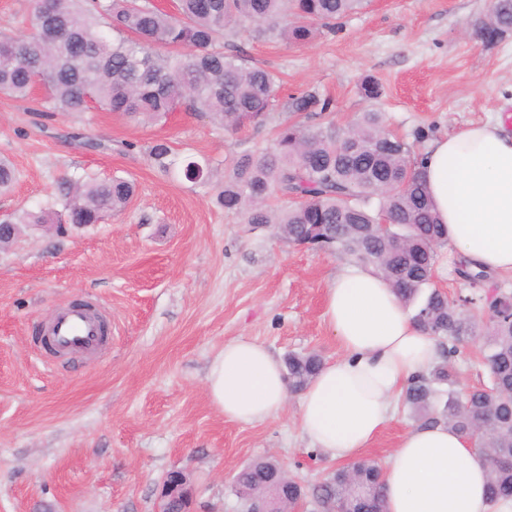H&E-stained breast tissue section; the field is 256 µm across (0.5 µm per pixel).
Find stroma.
Listing matches in <instances>:
<instances>
[{
  "mask_svg": "<svg viewBox=\"0 0 512 512\" xmlns=\"http://www.w3.org/2000/svg\"><path fill=\"white\" fill-rule=\"evenodd\" d=\"M491 0H369L336 32L305 44L224 34V51L278 74L285 92L316 89L332 111L310 126L344 128L383 113L421 155L427 140L503 118L512 131V31L484 42ZM373 78L379 98L365 97ZM280 111L260 126L225 131L183 109L136 124L95 109L54 111L0 94V157L18 171L0 214L56 203L64 175L122 176L136 194L118 215L64 233L25 229L0 250V512H159L166 476L187 475L192 512H244L232 485L272 457L313 486L335 461L298 427V398L261 425L226 420L205 376L225 342L251 338L277 358L341 351L324 316L331 279L348 257L293 245L272 228L224 212L216 193L232 160L270 147ZM425 131L426 141L415 140ZM176 156L211 162L206 183L159 171L156 140ZM105 310L112 340L97 355H48L36 336L61 308ZM417 418L396 406L365 458L385 464Z\"/></svg>",
  "mask_w": 512,
  "mask_h": 512,
  "instance_id": "obj_1",
  "label": "stroma"
}]
</instances>
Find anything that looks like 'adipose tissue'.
Listing matches in <instances>:
<instances>
[{
    "label": "adipose tissue",
    "mask_w": 512,
    "mask_h": 512,
    "mask_svg": "<svg viewBox=\"0 0 512 512\" xmlns=\"http://www.w3.org/2000/svg\"><path fill=\"white\" fill-rule=\"evenodd\" d=\"M459 260L490 275L512 273V132L498 121L433 140L418 163ZM325 315L342 354L324 362L299 398L312 447L346 461L369 448L396 400L441 359L438 341L414 324L385 279L351 264L330 283ZM227 420L261 424L282 410L281 362L255 339L225 343L205 376ZM488 466L445 424L409 429L384 470L386 512H491Z\"/></svg>",
    "instance_id": "1"
}]
</instances>
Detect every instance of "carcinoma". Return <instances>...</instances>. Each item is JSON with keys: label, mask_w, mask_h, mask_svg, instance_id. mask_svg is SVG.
I'll return each mask as SVG.
<instances>
[{"label": "carcinoma", "mask_w": 512, "mask_h": 512, "mask_svg": "<svg viewBox=\"0 0 512 512\" xmlns=\"http://www.w3.org/2000/svg\"><path fill=\"white\" fill-rule=\"evenodd\" d=\"M31 33L0 37V93L27 100L40 85L58 112H85L93 103L136 123H159L185 107L209 115L227 129L261 125L275 106L278 77L224 54V30L279 37L301 44L317 28L361 10L367 0H177L176 12L149 0H29ZM512 30V0H494L480 32L489 40ZM164 45L169 53L159 54ZM293 114L328 112L333 102L314 90L288 96ZM171 147L156 142L150 155L165 174L192 184L210 176L206 159H170ZM16 181L0 159V194ZM134 184L64 177L50 209L3 215L9 224H98L125 208ZM217 203L243 223L271 224L278 237L334 251L383 275L399 300L415 306L413 321L428 335L448 340L442 360L402 393L406 407L426 424L443 423L465 437H482L492 507L512 500V292L483 288L486 274L460 266L475 291L457 304L432 280L445 225L435 211L409 144L386 131L380 112H364L348 127L311 128L300 120L277 127L270 148L232 162ZM387 216L391 226L378 232ZM486 324L481 358L489 385L461 394L454 358ZM323 364L316 353L285 358L290 391L306 389ZM245 507L271 491L283 504L312 496L323 512L347 505L353 512H386L382 469L361 459L339 467L311 490L284 467L255 460L236 475Z\"/></svg>", "instance_id": "carcinoma-1"}]
</instances>
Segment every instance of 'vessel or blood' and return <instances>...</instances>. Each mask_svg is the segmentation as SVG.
Returning a JSON list of instances; mask_svg holds the SVG:
<instances>
[{"mask_svg":"<svg viewBox=\"0 0 512 512\" xmlns=\"http://www.w3.org/2000/svg\"><path fill=\"white\" fill-rule=\"evenodd\" d=\"M104 322L92 309L72 306L60 312L50 323L47 334L55 350L86 351L103 339Z\"/></svg>","mask_w":512,"mask_h":512,"instance_id":"vessel-or-blood-1","label":"vessel or blood"}]
</instances>
